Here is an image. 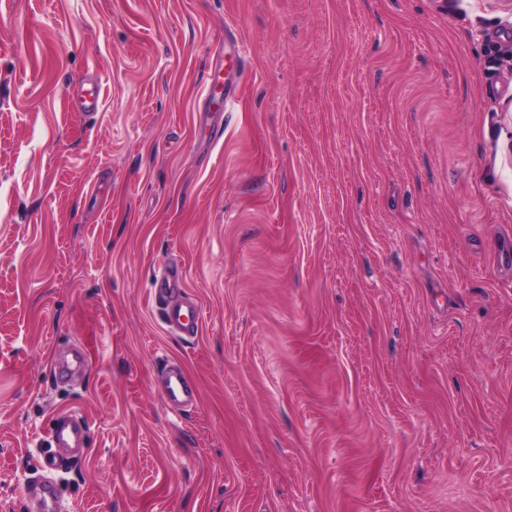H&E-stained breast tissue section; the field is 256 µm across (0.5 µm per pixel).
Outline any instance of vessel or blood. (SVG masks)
I'll list each match as a JSON object with an SVG mask.
<instances>
[{
	"mask_svg": "<svg viewBox=\"0 0 512 512\" xmlns=\"http://www.w3.org/2000/svg\"><path fill=\"white\" fill-rule=\"evenodd\" d=\"M99 93V81H91L89 88L72 94L71 105L80 114L93 116L99 108ZM183 279L181 268L164 269L155 276L151 292L169 333L192 338L198 334L202 308L196 300L182 296ZM162 395L172 408L183 411L196 406L198 390L182 365L169 362L164 366ZM88 429L86 418L77 413L62 414L54 419L48 433V448L42 451L36 471L27 479L41 512H60L55 475L64 471L70 460L57 456V449L70 448L75 457H82Z\"/></svg>",
	"mask_w": 512,
	"mask_h": 512,
	"instance_id": "b4317fda",
	"label": "vessel or blood"
}]
</instances>
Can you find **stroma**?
Wrapping results in <instances>:
<instances>
[{
  "label": "stroma",
  "mask_w": 512,
  "mask_h": 512,
  "mask_svg": "<svg viewBox=\"0 0 512 512\" xmlns=\"http://www.w3.org/2000/svg\"><path fill=\"white\" fill-rule=\"evenodd\" d=\"M64 410L66 512H512V5L0 0V512ZM100 84V78H96L91 81L90 88H78L70 97L72 107L87 118L98 112ZM183 279L181 268H165L155 276L151 292L169 333L192 338L198 335L202 308L196 300L178 296L183 291ZM162 395L172 408L184 411L196 406L198 390L182 365L167 362L164 366Z\"/></svg>",
  "instance_id": "35a3bbf8"
}]
</instances>
